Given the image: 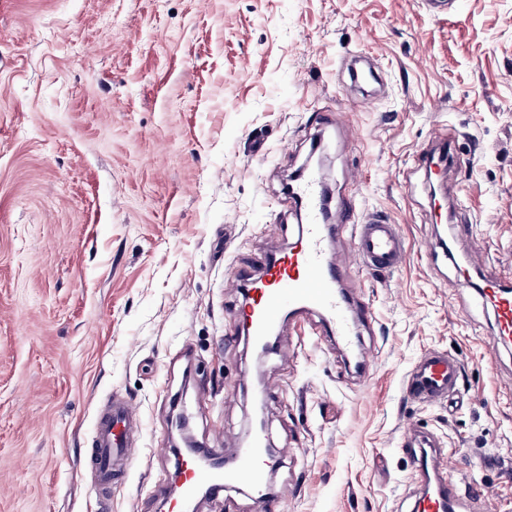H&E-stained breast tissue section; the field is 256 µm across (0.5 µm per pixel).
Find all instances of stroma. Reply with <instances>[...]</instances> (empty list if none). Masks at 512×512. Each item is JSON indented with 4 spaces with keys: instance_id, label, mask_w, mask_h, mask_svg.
Instances as JSON below:
<instances>
[{
    "instance_id": "1",
    "label": "stroma",
    "mask_w": 512,
    "mask_h": 512,
    "mask_svg": "<svg viewBox=\"0 0 512 512\" xmlns=\"http://www.w3.org/2000/svg\"><path fill=\"white\" fill-rule=\"evenodd\" d=\"M448 125L458 206L421 151ZM324 149L332 213L397 224L377 274L336 230L339 286L373 309L355 351L318 312L256 358L236 268L294 242L287 174ZM512 272V0H0V512H96L86 455L111 397L141 432L111 512H163L195 441L239 447L261 398L284 512H412V425L464 462L475 512H512V341L454 288L456 262ZM456 352L451 402L407 398ZM461 372L459 358L448 351L423 354L403 380V392L414 401L429 403L450 398Z\"/></svg>"
}]
</instances>
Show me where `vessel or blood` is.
<instances>
[{"mask_svg": "<svg viewBox=\"0 0 512 512\" xmlns=\"http://www.w3.org/2000/svg\"><path fill=\"white\" fill-rule=\"evenodd\" d=\"M321 179V173L312 169L291 186L289 194L304 212L302 230L288 252L266 261L263 275L248 281L250 299L236 317L253 342L266 339L277 325L283 308L290 304L320 312L348 349L355 346L358 326L373 317L368 305L348 301L338 287L340 268L332 251L336 227L325 219ZM348 246L373 272L398 269L405 259V242L398 225L378 215L365 217L354 225ZM483 293L495 311L496 336L502 341L512 339V287L505 279L489 276L484 280ZM460 372L461 362L456 355L447 351L429 352L407 373L403 391L414 401L444 400L456 391ZM138 427L137 410L121 399L112 400L96 416L88 464L101 498L110 497L113 483L125 476ZM401 448L411 458L420 480L429 484L426 493L415 501L416 512H461V480L451 476L441 443L433 435L410 426L402 433ZM274 465L259 433L252 437L236 462L221 471L205 468L195 456H184L181 460L184 492L171 512H186L199 486H208L218 493L231 483L249 487L257 499L265 501L267 512H281L280 506L267 494V474Z\"/></svg>", "mask_w": 512, "mask_h": 512, "instance_id": "b4317fda", "label": "vessel or blood"}]
</instances>
